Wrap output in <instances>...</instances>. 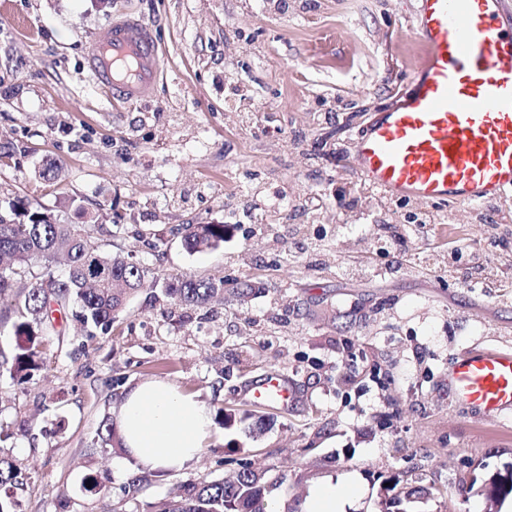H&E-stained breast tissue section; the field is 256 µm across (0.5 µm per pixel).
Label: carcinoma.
<instances>
[{
	"mask_svg": "<svg viewBox=\"0 0 512 512\" xmlns=\"http://www.w3.org/2000/svg\"><path fill=\"white\" fill-rule=\"evenodd\" d=\"M96 224H62L47 209L33 208L21 198L0 200V298L10 299L14 346L11 356L0 351V367L21 381L46 367L41 356L43 339L59 336L54 313L64 316L78 302V317L86 324L105 328L114 322L127 301L144 289L160 288L175 303L202 306L224 290L218 282L188 277L167 279L149 272L121 254L101 248ZM222 224H191L183 245L191 252L224 243ZM66 254L68 272L55 270L59 252ZM98 439L103 447H122L108 416ZM29 473L0 455V512H17L18 494L27 486ZM286 480L269 482L241 459L234 474L221 481L189 482L179 499L162 512H268L272 493ZM415 491L385 499V512H408Z\"/></svg>",
	"mask_w": 512,
	"mask_h": 512,
	"instance_id": "obj_1",
	"label": "carcinoma"
}]
</instances>
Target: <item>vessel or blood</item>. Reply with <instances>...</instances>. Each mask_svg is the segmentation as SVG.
<instances>
[{"mask_svg": "<svg viewBox=\"0 0 512 512\" xmlns=\"http://www.w3.org/2000/svg\"><path fill=\"white\" fill-rule=\"evenodd\" d=\"M412 30L422 59L409 88L359 131V180L422 203L478 204L512 198V0H415ZM92 80L113 102L147 99L161 72L152 28L115 21L88 50ZM448 392L482 418L512 421V352L468 353L448 372ZM248 397L288 404L286 377L271 373Z\"/></svg>", "mask_w": 512, "mask_h": 512, "instance_id": "obj_1", "label": "vessel or blood"}]
</instances>
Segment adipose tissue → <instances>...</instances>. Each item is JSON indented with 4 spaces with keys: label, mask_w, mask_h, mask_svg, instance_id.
Returning <instances> with one entry per match:
<instances>
[{
    "label": "adipose tissue",
    "mask_w": 512,
    "mask_h": 512,
    "mask_svg": "<svg viewBox=\"0 0 512 512\" xmlns=\"http://www.w3.org/2000/svg\"><path fill=\"white\" fill-rule=\"evenodd\" d=\"M212 418L209 408L170 383L147 381L122 394L118 430L128 458L154 470H181L195 460Z\"/></svg>",
    "instance_id": "1"
}]
</instances>
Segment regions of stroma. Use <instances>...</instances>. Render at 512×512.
<instances>
[{
	"instance_id": "stroma-1",
	"label": "stroma",
	"mask_w": 512,
	"mask_h": 512,
	"mask_svg": "<svg viewBox=\"0 0 512 512\" xmlns=\"http://www.w3.org/2000/svg\"><path fill=\"white\" fill-rule=\"evenodd\" d=\"M414 0H0V199L65 224H99L104 249L170 276L251 279L248 298L185 307L141 291L108 329L75 316L47 337V366L0 369L5 451L30 480L21 512H156L186 481L250 459L282 478L276 512L312 491L381 512L382 478L418 477L409 512H512L489 481L512 467V425L478 422L448 395L464 352L512 351V203L424 204L357 178L352 142L397 102L420 59ZM133 14L162 48L150 98L113 106L86 52ZM437 218L415 273L344 277L379 249L380 218ZM188 224H222L219 248L185 249ZM470 287H460V280ZM280 373L288 407L245 388ZM165 380L239 422L213 425L189 467L149 477L93 443L125 387ZM274 416L257 437L241 417ZM438 488L440 496L429 495Z\"/></svg>"
}]
</instances>
